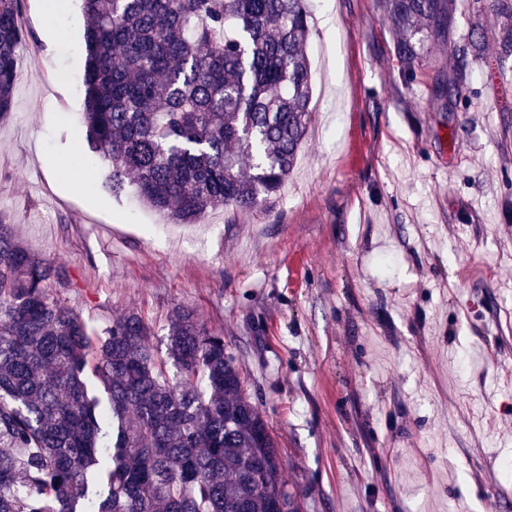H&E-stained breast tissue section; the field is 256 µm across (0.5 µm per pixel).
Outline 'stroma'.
Here are the masks:
<instances>
[{"label":"stroma","mask_w":512,"mask_h":512,"mask_svg":"<svg viewBox=\"0 0 512 512\" xmlns=\"http://www.w3.org/2000/svg\"><path fill=\"white\" fill-rule=\"evenodd\" d=\"M55 2H21L0 222L67 268L63 297L97 327L138 311L161 352L176 307L223 336L300 512H512V67L473 61L449 112L447 45L405 76L378 0H311L292 172L258 209L172 224L107 190L82 4Z\"/></svg>","instance_id":"1"}]
</instances>
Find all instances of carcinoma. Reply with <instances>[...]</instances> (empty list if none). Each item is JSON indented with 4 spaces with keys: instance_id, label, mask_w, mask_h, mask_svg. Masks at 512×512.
Here are the masks:
<instances>
[{
    "instance_id": "cac0c4a2",
    "label": "carcinoma",
    "mask_w": 512,
    "mask_h": 512,
    "mask_svg": "<svg viewBox=\"0 0 512 512\" xmlns=\"http://www.w3.org/2000/svg\"><path fill=\"white\" fill-rule=\"evenodd\" d=\"M458 0H383L395 59L413 71L447 41ZM89 149L115 196L133 189L175 224L251 209L292 170L312 119L304 0H82ZM495 58L512 59V0H488ZM24 31L0 0V120ZM473 22L449 44L447 111L470 61ZM66 268L0 224V512H298L278 443L224 337L194 311L167 318L166 357L135 311L96 329L57 292Z\"/></svg>"
}]
</instances>
